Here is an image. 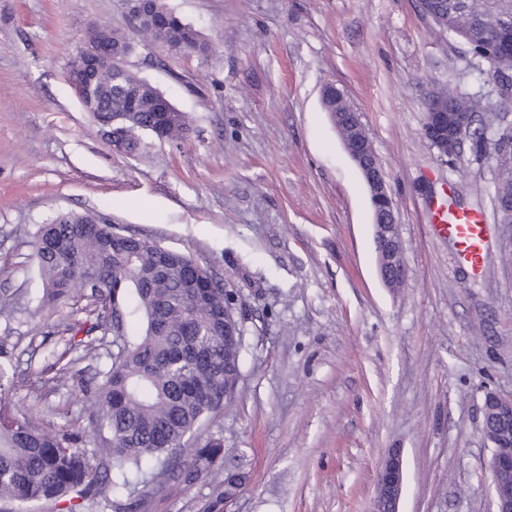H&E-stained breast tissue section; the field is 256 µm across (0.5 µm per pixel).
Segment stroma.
<instances>
[{"label":"stroma","mask_w":512,"mask_h":512,"mask_svg":"<svg viewBox=\"0 0 512 512\" xmlns=\"http://www.w3.org/2000/svg\"><path fill=\"white\" fill-rule=\"evenodd\" d=\"M211 51L136 45L127 65L191 118L148 155L116 151L68 82L94 24L131 30L127 0H0V340L13 399L44 431L86 427L52 352L80 307L42 301L33 242L59 213L100 215L192 257L244 317L241 379L205 429L225 454L146 512H372L377 471L401 449L399 512H492L486 392L512 395V229L493 223L496 168L440 160L422 136L434 87L485 76L418 0H166ZM340 88L362 115L394 202L406 280L380 279L370 194L321 103ZM481 209L483 271L460 263L431 207Z\"/></svg>","instance_id":"35a3bbf8"}]
</instances>
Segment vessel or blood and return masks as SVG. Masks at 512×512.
Returning <instances> with one entry per match:
<instances>
[{"label":"vessel or blood","mask_w":512,"mask_h":512,"mask_svg":"<svg viewBox=\"0 0 512 512\" xmlns=\"http://www.w3.org/2000/svg\"><path fill=\"white\" fill-rule=\"evenodd\" d=\"M438 215L436 229L454 241L458 259L472 268H481L486 261V224L482 214L456 213L442 206Z\"/></svg>","instance_id":"obj_1"}]
</instances>
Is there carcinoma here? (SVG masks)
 Segmentation results:
<instances>
[{
  "instance_id": "1",
  "label": "carcinoma",
  "mask_w": 512,
  "mask_h": 512,
  "mask_svg": "<svg viewBox=\"0 0 512 512\" xmlns=\"http://www.w3.org/2000/svg\"><path fill=\"white\" fill-rule=\"evenodd\" d=\"M429 11L463 40L472 55L488 54L479 27L494 21L512 36V0H426ZM136 32L148 46L169 52L209 46L198 30L154 0L137 16ZM87 42L112 51V85L93 93L83 108L98 121L116 119L124 152L141 155L146 138L176 140L189 121L171 101L127 66L131 38L108 22ZM482 96L460 94L451 111L464 117L481 109ZM509 128L507 115L471 129L472 149L482 154ZM494 213L512 227V151L495 159ZM60 214L37 230L34 242L43 300L89 302L92 319L65 325L64 351L49 368L67 378L76 360L109 362L92 395L89 427L106 448L84 447L83 430L44 432L14 406L6 369L0 365V501L53 500L59 512H78L80 502L105 497L112 512H143L148 497L172 477L191 484L211 471L223 445L199 439L206 421L224 411L241 375L243 322L224 321L233 296L193 259L148 238L125 234L111 221ZM118 329L120 343L101 353L103 337ZM100 332L101 338L86 341ZM216 504L237 495L242 480L229 475Z\"/></svg>"
}]
</instances>
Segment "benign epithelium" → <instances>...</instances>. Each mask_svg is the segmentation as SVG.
<instances>
[{"mask_svg": "<svg viewBox=\"0 0 512 512\" xmlns=\"http://www.w3.org/2000/svg\"><path fill=\"white\" fill-rule=\"evenodd\" d=\"M111 70V57L94 47L81 48L69 72V82L77 98H89L96 87L109 81ZM333 93L336 94V107L346 106L344 93L333 84H328L322 89L323 106L332 116V123L344 149L366 181L374 210L373 235L379 275L386 286L396 287L404 279L405 260L400 225L395 222L385 223V217H395L386 176L363 125L352 123L344 112L332 111ZM443 104L442 96L434 91L426 94L423 101V136L437 147L440 159H458L463 156L464 145L469 140L471 120L465 119L454 127L453 131H448V110ZM510 420L512 396L505 397L493 391L486 392L483 431L492 444L488 471L496 504L495 512H512V484L506 480V477L512 474V446L509 445L512 432L507 429V422ZM377 484L391 491L388 512H399L404 487V464L399 450H392L382 462L377 473Z\"/></svg>", "mask_w": 512, "mask_h": 512, "instance_id": "1", "label": "benign epithelium"}]
</instances>
